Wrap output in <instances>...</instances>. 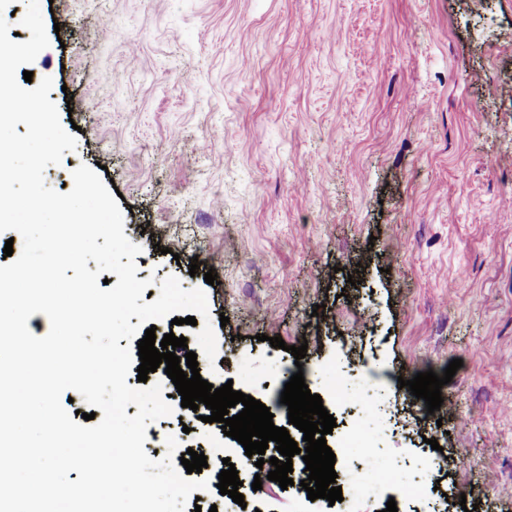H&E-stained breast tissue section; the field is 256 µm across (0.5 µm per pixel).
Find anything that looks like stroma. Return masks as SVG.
<instances>
[{"label":"stroma","mask_w":512,"mask_h":512,"mask_svg":"<svg viewBox=\"0 0 512 512\" xmlns=\"http://www.w3.org/2000/svg\"><path fill=\"white\" fill-rule=\"evenodd\" d=\"M39 3L59 32L32 81L77 131L45 182L107 166L137 279L207 295L202 379L269 395V357L310 383L346 362L401 396L355 469L433 467L401 512H512V0ZM455 359L441 415L398 385ZM239 491L250 512H336Z\"/></svg>","instance_id":"stroma-1"}]
</instances>
